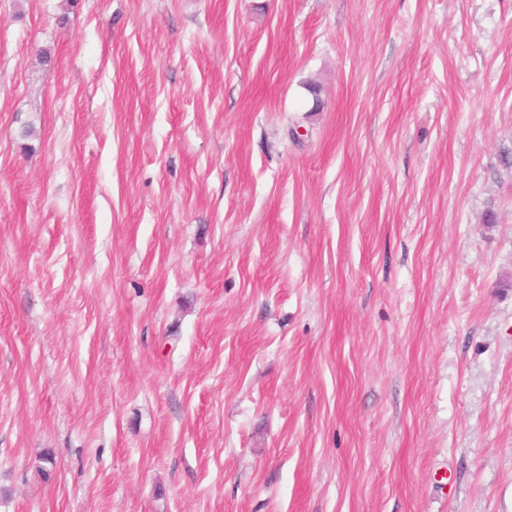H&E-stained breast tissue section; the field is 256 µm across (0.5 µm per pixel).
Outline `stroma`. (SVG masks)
<instances>
[{
    "mask_svg": "<svg viewBox=\"0 0 512 512\" xmlns=\"http://www.w3.org/2000/svg\"><path fill=\"white\" fill-rule=\"evenodd\" d=\"M0 512H512V0H0Z\"/></svg>",
    "mask_w": 512,
    "mask_h": 512,
    "instance_id": "35a3bbf8",
    "label": "stroma"
}]
</instances>
